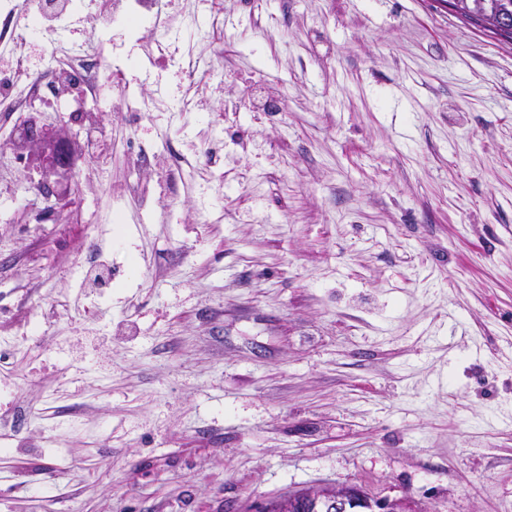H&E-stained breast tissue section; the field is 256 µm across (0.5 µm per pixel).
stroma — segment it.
I'll list each match as a JSON object with an SVG mask.
<instances>
[{
  "mask_svg": "<svg viewBox=\"0 0 512 512\" xmlns=\"http://www.w3.org/2000/svg\"><path fill=\"white\" fill-rule=\"evenodd\" d=\"M223 30L196 87L115 24L127 111L106 81L0 114V139L81 145L39 222L40 173L0 155V512H256L325 483L512 512V43L435 0H224Z\"/></svg>",
  "mask_w": 512,
  "mask_h": 512,
  "instance_id": "1",
  "label": "stroma"
}]
</instances>
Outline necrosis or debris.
Wrapping results in <instances>:
<instances>
[{
    "mask_svg": "<svg viewBox=\"0 0 512 512\" xmlns=\"http://www.w3.org/2000/svg\"><path fill=\"white\" fill-rule=\"evenodd\" d=\"M157 5L158 0H105L99 16L106 19L119 13L131 28L143 30L148 36V53L156 60L179 54L178 44L186 37L205 45L214 58H223L224 44L218 35L222 0H209L212 21L206 28L196 27L191 14L183 15L177 26L167 25L157 13ZM76 10L74 0H0V43H10L16 50L9 76L0 83V112H19L26 107V99L12 91L13 84L19 82L26 84L33 94L50 84L59 91L77 87L83 96L92 97L105 76L116 90H125L123 67L107 64L98 40L93 37L65 51L52 70L30 68L26 49L33 34L63 26Z\"/></svg>",
    "mask_w": 512,
    "mask_h": 512,
    "instance_id": "obj_1",
    "label": "necrosis or debris"
}]
</instances>
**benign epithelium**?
Here are the masks:
<instances>
[{
	"label": "benign epithelium",
	"instance_id": "1",
	"mask_svg": "<svg viewBox=\"0 0 512 512\" xmlns=\"http://www.w3.org/2000/svg\"><path fill=\"white\" fill-rule=\"evenodd\" d=\"M18 154H27L41 175L45 194L56 199L67 195L73 176V159L77 146L63 130L47 131L36 125L24 129L12 143ZM304 501L314 512H355L363 507L370 512H409L415 507L408 497H374L357 485H317L298 491L290 498Z\"/></svg>",
	"mask_w": 512,
	"mask_h": 512
}]
</instances>
